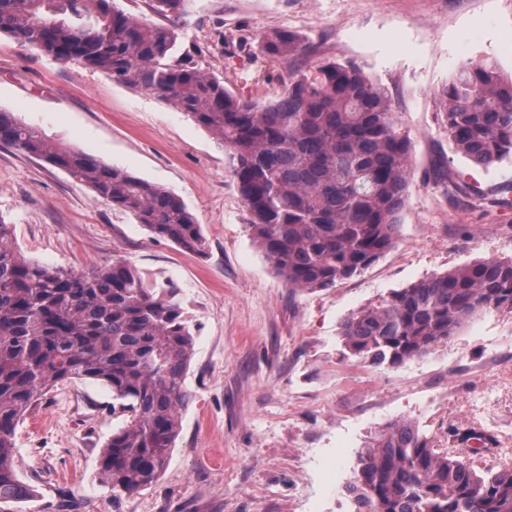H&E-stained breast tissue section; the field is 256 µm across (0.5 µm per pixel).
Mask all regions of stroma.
<instances>
[{"instance_id":"stroma-1","label":"stroma","mask_w":512,"mask_h":512,"mask_svg":"<svg viewBox=\"0 0 512 512\" xmlns=\"http://www.w3.org/2000/svg\"><path fill=\"white\" fill-rule=\"evenodd\" d=\"M491 18L469 57L512 73V0H194L177 56L223 76L225 87L271 101L288 77L255 82L256 38L289 29L383 86L412 143L413 173L396 245L363 273L323 290L288 288L253 240L223 148L150 92L60 64L0 37V109L57 143L179 196L207 239L205 254L151 235L70 174L0 145V221L26 257L85 271L132 263L170 284L192 318L191 397L170 463L150 488L113 497L99 453L123 420L112 392L74 380L20 422L19 473L39 498L23 512H357L347 488L359 454L390 425L417 424L435 447L486 431L482 462L512 461V312L476 317L426 356L386 369L345 357L344 320L391 291L488 257H512V159L489 166L456 152L440 92L459 30Z\"/></svg>"}]
</instances>
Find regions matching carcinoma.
Listing matches in <instances>:
<instances>
[{
  "mask_svg": "<svg viewBox=\"0 0 512 512\" xmlns=\"http://www.w3.org/2000/svg\"><path fill=\"white\" fill-rule=\"evenodd\" d=\"M192 0H151L179 19ZM62 63L149 91L224 147L251 236L292 289L330 288L370 267L397 243L412 174L410 140L386 91L360 69L322 60L288 78L282 96L260 103L235 94L192 59L171 60L174 25L147 23L116 0H0V35ZM269 68L302 59L310 46L271 30L257 38ZM448 140L471 160L512 158V75L487 60L462 64L442 90ZM0 144L70 173L151 234L201 254L195 216L168 189L49 140L0 110ZM0 221V512L37 496L16 466L19 422L52 388L91 380L126 414L100 453V483L132 495L166 470L190 399L186 377L194 330L177 288L146 281L125 261L88 271L25 257ZM512 310V258L474 260L392 291L350 314L347 353L396 368L434 350L475 316ZM434 447L411 421L389 426L360 455L352 491L363 512H512V466L474 469Z\"/></svg>",
  "mask_w": 512,
  "mask_h": 512,
  "instance_id": "cac0c4a2",
  "label": "carcinoma"
}]
</instances>
